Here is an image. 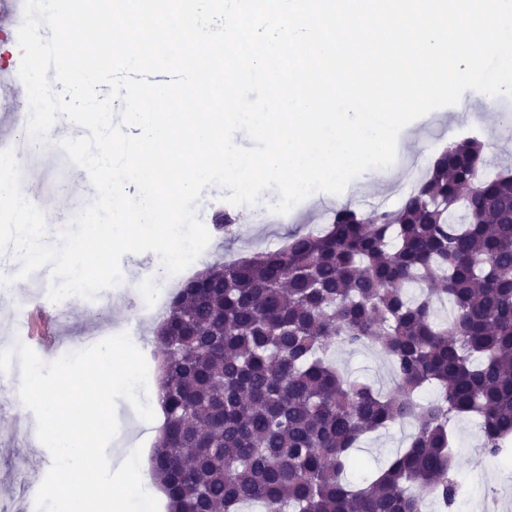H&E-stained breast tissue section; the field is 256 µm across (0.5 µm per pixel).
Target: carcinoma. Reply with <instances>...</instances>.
Segmentation results:
<instances>
[{"label":"carcinoma","instance_id":"carcinoma-1","mask_svg":"<svg viewBox=\"0 0 512 512\" xmlns=\"http://www.w3.org/2000/svg\"><path fill=\"white\" fill-rule=\"evenodd\" d=\"M485 166L465 138L400 207L344 205L322 233L181 284L157 341L168 512H448L463 416L483 453L512 457V169ZM340 345L384 352L393 389L345 378ZM410 420L407 448L363 470L362 439Z\"/></svg>","mask_w":512,"mask_h":512}]
</instances>
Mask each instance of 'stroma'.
<instances>
[{"label":"stroma","mask_w":512,"mask_h":512,"mask_svg":"<svg viewBox=\"0 0 512 512\" xmlns=\"http://www.w3.org/2000/svg\"><path fill=\"white\" fill-rule=\"evenodd\" d=\"M482 112L498 113L502 123L493 132L481 131L476 117ZM452 143L467 136L486 140V159L493 169L512 166V96H498L491 101L475 100L466 108L448 106L437 109L422 120L408 124L401 132L403 145L396 150L394 163L384 168L378 186L365 193L342 192L334 195L316 191L295 205L283 220L268 217L263 203L235 207L240 220V230L231 236L212 235L209 244L198 257V264L209 266L227 258H238L253 252L280 248L288 236L297 232H316L326 225L327 211L349 204L362 210L378 205L395 209L399 200L392 198L394 183L417 176L419 160L433 162L427 150L431 137ZM21 189L27 199L41 208L47 223L58 228L67 227L73 216L90 204L96 192L90 181L82 179L67 158L66 153L25 152L20 164ZM159 257L152 252L127 254L121 260V282L98 293L96 299L66 308L50 304L48 290L51 275L48 268H40L20 280L15 295L17 299L44 305L59 323L60 350L84 345L86 330H103L107 327L138 336L139 350L145 356L151 373L148 377L149 398H156L159 391L155 371L156 345L145 339L144 333L153 329L156 318H144L143 301L134 300L130 282L143 281L153 276ZM339 369L348 379H365L382 390L390 388V367L386 357L367 347H340L333 353ZM118 432L111 442L112 464L120 466L129 455L130 448L152 447L156 435L151 423L142 420L126 400L116 406ZM37 428L36 417L25 412L15 417L9 401L0 400V497L11 498L16 512H35V492L38 491L52 458L48 450L34 451L29 438ZM455 451L462 462L460 478L464 482L468 501L459 512H475L474 505L484 496L497 493L512 497V466L502 459L475 455L473 449L479 436L472 420L463 418L453 426Z\"/></svg>","instance_id":"stroma-1"}]
</instances>
